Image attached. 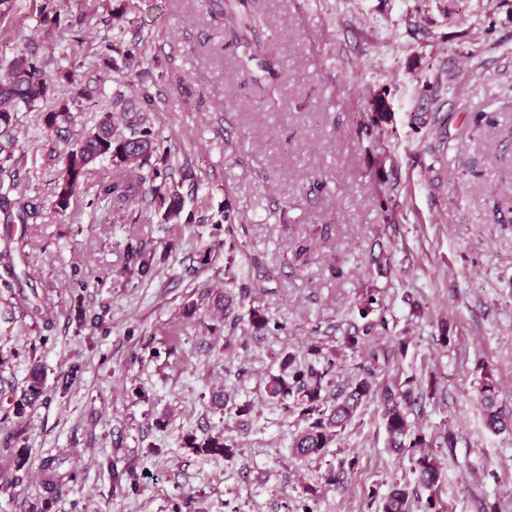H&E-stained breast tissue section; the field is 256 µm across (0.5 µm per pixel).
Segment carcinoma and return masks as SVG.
Returning a JSON list of instances; mask_svg holds the SVG:
<instances>
[{"mask_svg": "<svg viewBox=\"0 0 512 512\" xmlns=\"http://www.w3.org/2000/svg\"><path fill=\"white\" fill-rule=\"evenodd\" d=\"M244 0H209V13L213 20H231L224 27V48L231 50L236 70L257 86L266 85L267 104H277L276 92L287 80L264 43L251 36L257 24L256 17H248L238 11ZM51 93V78L37 59L21 53L0 65V208L14 204L10 194L19 189L15 172L8 167L14 162L15 137L12 134L14 113L19 105L33 107L46 100ZM81 93L59 104L45 114L46 136L59 132V127L71 119L70 105H79ZM152 95L144 90L140 94V110L125 120V130H120L112 113L107 112L89 132L67 143L61 157V167L56 173V201L59 211L68 209L71 198L78 192L81 179L89 166L103 159L116 162L120 176L103 189V193H116L129 198L137 195L146 183L141 170L151 157L156 156L167 164L172 148L153 132L149 112L153 111ZM158 208L164 210L167 219L176 220L181 214L179 185L164 181L150 187ZM382 302L376 290L370 289L362 299L358 313L363 323L353 325L343 336V346L359 355L362 360L360 373L350 382L328 396L336 371L335 352L312 344L303 359L296 354H286L280 364L279 374L269 376L265 393L267 397L284 405L289 412L298 413L306 421V427L291 437V455L297 459L323 458L333 441L357 416L358 410L370 401H378L382 418L389 436L390 447L400 452L407 448L427 449L432 442L426 435L412 429L409 415L420 399L417 381L408 377L402 382L377 386L374 376L388 369L395 358L394 349L379 343L380 332L386 330V322L378 315ZM497 385L490 378L481 380L478 401L485 412L486 427L491 432H500L507 426L500 409L496 408ZM199 453L233 455V446L222 436L211 437L202 443H190ZM412 471L417 486L430 492L427 497L429 512H443L440 500L433 497L442 478L441 464L429 452L411 454ZM356 459H345L338 469L326 474L332 484L343 482L347 474L355 469ZM47 471L45 486L57 489L71 481V474L60 471L61 464L48 461L43 465ZM416 490L406 483H393L380 496L382 512H410L411 499Z\"/></svg>", "mask_w": 512, "mask_h": 512, "instance_id": "carcinoma-1", "label": "carcinoma"}]
</instances>
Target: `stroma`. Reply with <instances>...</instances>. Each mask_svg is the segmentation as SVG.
I'll return each mask as SVG.
<instances>
[{
  "label": "stroma",
  "instance_id": "stroma-1",
  "mask_svg": "<svg viewBox=\"0 0 512 512\" xmlns=\"http://www.w3.org/2000/svg\"><path fill=\"white\" fill-rule=\"evenodd\" d=\"M246 11L289 75L272 111L239 91L207 0H13L0 23V60L27 50L54 82L47 102L15 114L20 201L37 216L0 209V512H379L370 489L415 476L388 448L378 405L323 459L298 460L289 442L303 422L265 393L281 357L315 342L337 350L335 383L357 373L342 336L370 288L383 343L402 347L379 381L416 377L418 430L447 421L458 435L432 449L445 512H512V430L489 431L476 399L492 376L512 416V0ZM136 42L145 60L125 64ZM73 65L93 100L45 137L46 112L75 92L62 76ZM144 88L161 101L154 133L189 171L178 222L147 192L105 200L106 160L58 213L65 139L137 107ZM362 117L381 142L356 135ZM228 207L243 218L231 230ZM254 310L279 332L255 334ZM35 367L43 393L24 407ZM221 393L252 412L227 417ZM218 434L233 457L187 446ZM56 456L76 479L52 495L43 462ZM352 457L343 483L326 482Z\"/></svg>",
  "mask_w": 512,
  "mask_h": 512
}]
</instances>
